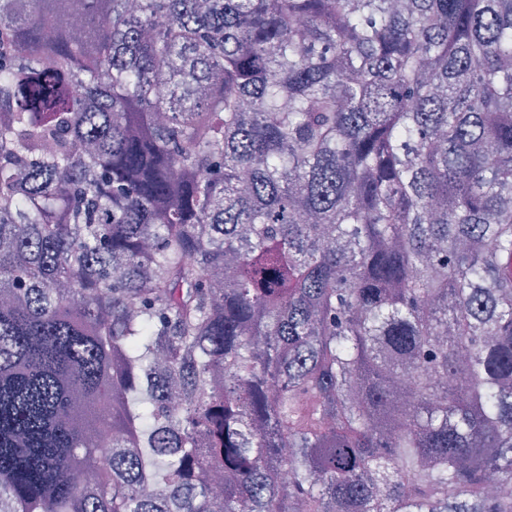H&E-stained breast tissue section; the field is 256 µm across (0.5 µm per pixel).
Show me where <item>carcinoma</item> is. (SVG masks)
<instances>
[{
	"instance_id": "cac0c4a2",
	"label": "carcinoma",
	"mask_w": 512,
	"mask_h": 512,
	"mask_svg": "<svg viewBox=\"0 0 512 512\" xmlns=\"http://www.w3.org/2000/svg\"><path fill=\"white\" fill-rule=\"evenodd\" d=\"M508 255L512 0H0L3 512H512Z\"/></svg>"
}]
</instances>
